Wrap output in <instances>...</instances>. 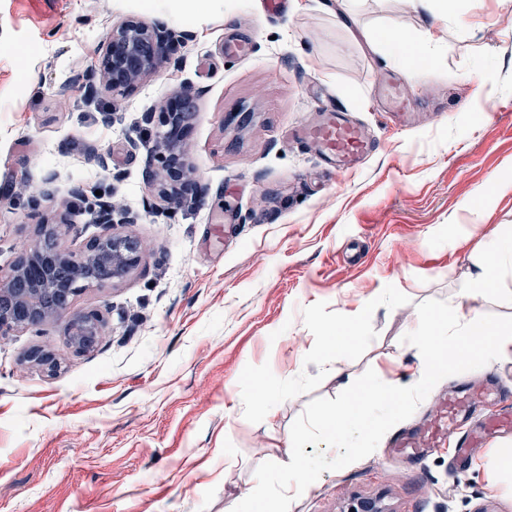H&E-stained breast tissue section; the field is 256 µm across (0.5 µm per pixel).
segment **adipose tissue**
I'll return each instance as SVG.
<instances>
[{
	"mask_svg": "<svg viewBox=\"0 0 512 512\" xmlns=\"http://www.w3.org/2000/svg\"><path fill=\"white\" fill-rule=\"evenodd\" d=\"M512 277V245L498 250L492 264L480 265L470 284L457 293L448 305V316L439 320L428 313L420 314L413 331L414 337L426 347H433L439 339H447L458 347H467L471 338L482 341L478 358L512 357V327L505 328L489 322L480 308L471 301L493 291L498 282Z\"/></svg>",
	"mask_w": 512,
	"mask_h": 512,
	"instance_id": "ef3b65f1",
	"label": "adipose tissue"
}]
</instances>
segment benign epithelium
I'll list each match as a JSON object with an SVG mask.
<instances>
[{"label": "benign epithelium", "instance_id": "1", "mask_svg": "<svg viewBox=\"0 0 512 512\" xmlns=\"http://www.w3.org/2000/svg\"><path fill=\"white\" fill-rule=\"evenodd\" d=\"M188 34L176 32L160 22L130 18L112 25L103 45L96 69L83 75L85 99L93 102L99 90L112 96H124L143 78L162 71ZM196 93L188 87L180 92L178 111L161 113L157 128L160 141L155 147L159 166L151 172L150 184L158 187L166 204H175L187 186L188 155L179 139L182 116L188 111ZM101 224H135L139 215L117 209L107 201L97 210ZM63 225L41 223L36 239L23 251L19 260L7 271L0 270V335L37 328L67 318V342L78 353L92 350L105 328L98 312L74 315L75 298L89 288H109L127 279L138 267L141 247L135 238L106 232L90 239L84 249L74 253L61 245ZM47 296L57 305L47 306ZM23 360L48 374L59 369L53 351L34 347L23 354ZM347 512H389L380 497L359 498Z\"/></svg>", "mask_w": 512, "mask_h": 512}]
</instances>
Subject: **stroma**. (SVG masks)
Masks as SVG:
<instances>
[{
    "label": "stroma",
    "mask_w": 512,
    "mask_h": 512,
    "mask_svg": "<svg viewBox=\"0 0 512 512\" xmlns=\"http://www.w3.org/2000/svg\"><path fill=\"white\" fill-rule=\"evenodd\" d=\"M444 0H178L170 28L189 32L179 65L130 94L94 104L65 80L97 65L112 24L158 15L142 0H0V268L38 224L67 216L70 251L105 233L76 214L73 186L139 213L116 230L137 238L138 269L76 297L106 320L93 350L69 348L65 321L0 335V512H232L267 461L289 463L287 438L315 398H336L366 370L396 386L419 378L418 315L446 313L478 264L512 238V8L455 0L468 28L438 29ZM438 32L435 60L411 44L401 64L351 30ZM232 39L248 44L231 57ZM421 72L412 78L410 65ZM412 88L415 109L391 119L375 89ZM199 94L188 121L189 182L203 202L166 208L148 183L154 127L144 113L181 84ZM119 118L107 124L103 113ZM338 112L378 144L336 174L299 136ZM110 154L108 169L85 158ZM502 189L489 197L490 182ZM354 329L342 363L329 339ZM48 347L57 374L20 359ZM500 372L512 358L441 380L407 419L437 420L452 383ZM390 429L377 449L328 470L289 512H346L379 496L390 512H512V478L491 457L512 434L454 463L456 433L401 462Z\"/></svg>",
    "instance_id": "35a3bbf8"
}]
</instances>
